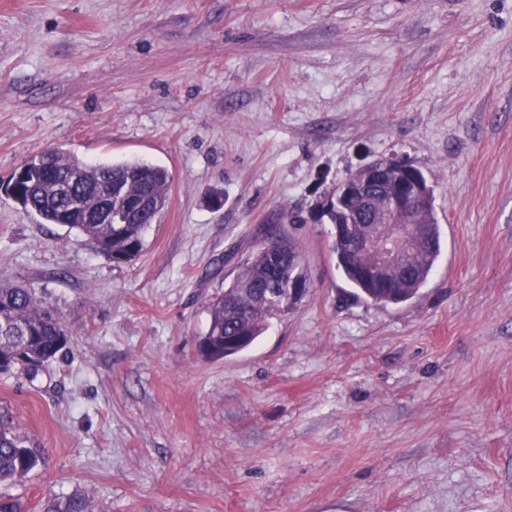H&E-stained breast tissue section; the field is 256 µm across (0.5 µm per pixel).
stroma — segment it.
<instances>
[{"label":"stroma","mask_w":512,"mask_h":512,"mask_svg":"<svg viewBox=\"0 0 512 512\" xmlns=\"http://www.w3.org/2000/svg\"><path fill=\"white\" fill-rule=\"evenodd\" d=\"M47 147L173 182L124 263L0 193V283L71 337L0 375L29 512H512V0H0V181ZM378 155L441 230L399 305L358 296L321 211ZM282 215L307 296L206 357L209 300ZM44 512H93L90 502L80 496L50 501Z\"/></svg>","instance_id":"1"}]
</instances>
